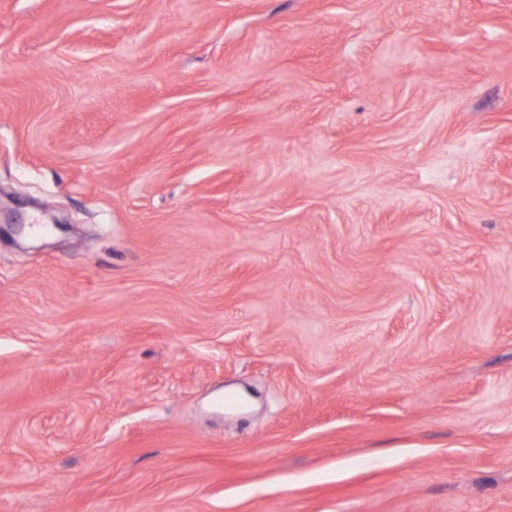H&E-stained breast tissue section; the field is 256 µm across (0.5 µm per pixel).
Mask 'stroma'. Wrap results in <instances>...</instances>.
Returning a JSON list of instances; mask_svg holds the SVG:
<instances>
[{
    "label": "stroma",
    "mask_w": 512,
    "mask_h": 512,
    "mask_svg": "<svg viewBox=\"0 0 512 512\" xmlns=\"http://www.w3.org/2000/svg\"><path fill=\"white\" fill-rule=\"evenodd\" d=\"M0 512H512V0H0Z\"/></svg>",
    "instance_id": "35a3bbf8"
}]
</instances>
